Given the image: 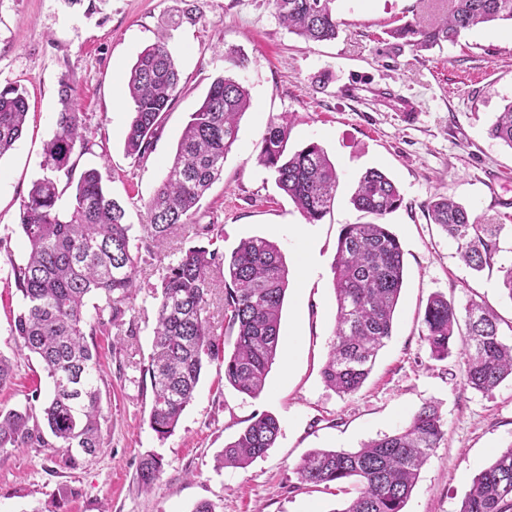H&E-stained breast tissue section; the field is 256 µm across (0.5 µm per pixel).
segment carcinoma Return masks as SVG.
Listing matches in <instances>:
<instances>
[{"instance_id":"obj_1","label":"carcinoma","mask_w":512,"mask_h":512,"mask_svg":"<svg viewBox=\"0 0 512 512\" xmlns=\"http://www.w3.org/2000/svg\"><path fill=\"white\" fill-rule=\"evenodd\" d=\"M279 22L307 41L336 39L340 21L336 0H271ZM448 14L424 24L406 21L388 35L419 50L454 43L462 32L497 20L512 21V0H450ZM180 74L165 37L147 46L128 80L133 112L125 139L127 155L150 154L179 93ZM52 138L45 144L41 178L20 203L18 228L27 258L10 262L9 277L22 296L12 337L21 351L45 365L53 390L43 414L61 454L75 468L100 448L99 352L87 342L96 326L121 330L130 307L140 264L177 229L191 224L199 202L224 170V159L238 139L239 121L250 107L247 87L219 76L190 114L172 163L153 196L144 203L148 222L139 234L126 223V209L110 196L100 172L75 176V154L90 150L82 113L71 86L63 81ZM28 110L24 89L0 88V158L21 137ZM491 138L512 149V102L488 129ZM289 122L271 119L262 137L259 165L272 171L278 187L316 223L336 199V165L316 142L289 151ZM68 201H63L64 195ZM377 223L347 224L339 234L333 266L336 323L322 375L345 396L358 391L379 351L393 336V321L404 280L403 251L396 234L381 222L402 204L396 183L378 169L366 170L352 196ZM433 223L454 240L462 259L475 271L494 264L503 224H482L465 206L439 195L430 201ZM224 272V316L237 329L232 353L224 357V381L256 396L275 362L288 269L278 245L250 237L226 255L205 246L180 251L161 276V292L146 373L153 393L149 425L160 437L171 435L194 397L204 361L219 356L205 315L212 275ZM95 299L94 313L87 311ZM465 320L441 294L425 306L423 340L437 360L448 358L455 342L465 384L489 393L512 378V344L503 341L501 319L485 302L469 300ZM109 318H104V313ZM30 409L0 408V451L20 445H47ZM279 422L265 414L251 422L217 458V468H244L271 448ZM445 436L442 416L423 405L401 430L371 440L356 451L315 449L297 468L302 483L319 488L347 481L354 495L340 512H403L420 469ZM162 460H141L137 481L153 488ZM460 512H512V445L472 480Z\"/></svg>"}]
</instances>
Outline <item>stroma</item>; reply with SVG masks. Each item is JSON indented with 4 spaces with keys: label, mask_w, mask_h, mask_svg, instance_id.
<instances>
[{
    "label": "stroma",
    "mask_w": 512,
    "mask_h": 512,
    "mask_svg": "<svg viewBox=\"0 0 512 512\" xmlns=\"http://www.w3.org/2000/svg\"><path fill=\"white\" fill-rule=\"evenodd\" d=\"M192 10L193 20L183 19ZM448 0H337V38L309 43L277 19L269 0H0V87L27 91L20 140L0 158V354L13 363L0 408L23 409L33 394L48 398L52 383L38 358L18 351L11 334L20 297L8 279L11 261L27 256L19 207L43 174V148L68 81L92 148L78 170L98 169L124 205L126 221L146 223L145 202L172 161L189 115L219 76L241 79L251 106L224 172L206 192L194 223L214 225L213 245L231 253L249 237L280 248L288 268L279 355L258 396L224 381V360L208 362L175 432L159 437L149 425L152 402L145 373L152 351L156 288L163 266L199 239L179 229L137 274L129 318L135 333H96L97 385L103 418L100 449L79 467L58 463L51 446L0 453V512H192L202 501L214 512H341L339 488L314 491L297 467L311 450H356L395 432L426 403L438 405L445 437L422 467L404 512H459L474 476L512 445V379L482 394L466 386L458 353L436 360L422 338L428 298L442 294L464 306L487 302L512 322V300L501 289V267L512 264V148L487 134L512 102V23L496 21L463 32L457 43L429 51L388 37L416 17L434 21ZM166 33L181 72L154 150L137 161L125 153L132 103L127 76L139 53ZM420 109L414 124L396 97ZM290 124L289 150L319 143L335 162L340 183L321 221L308 223L256 157L270 119ZM396 182L401 207L385 218L404 257V284L393 336L362 387L342 396L321 371L336 320L333 264L344 225L371 222L350 198L366 169ZM442 193L484 224H500L496 267L476 272L457 245L430 223L427 205ZM277 418L273 448L244 468H217L215 459L254 417ZM161 458L151 491L136 474L145 455Z\"/></svg>",
    "instance_id": "35a3bbf8"
}]
</instances>
